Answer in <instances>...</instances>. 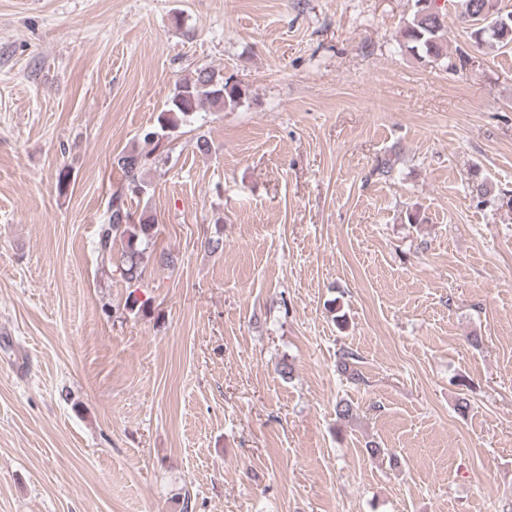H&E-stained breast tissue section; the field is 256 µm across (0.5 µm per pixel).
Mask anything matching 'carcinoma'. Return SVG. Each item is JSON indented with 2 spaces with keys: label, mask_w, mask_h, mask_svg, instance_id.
<instances>
[{
  "label": "carcinoma",
  "mask_w": 512,
  "mask_h": 512,
  "mask_svg": "<svg viewBox=\"0 0 512 512\" xmlns=\"http://www.w3.org/2000/svg\"><path fill=\"white\" fill-rule=\"evenodd\" d=\"M434 0H414V10L403 29V47L411 55L423 59L447 61L448 69L456 64L448 60L447 46L442 39L445 16L435 10ZM463 22L474 26L472 37L481 44L493 41L502 47L512 46V12L502 13L496 0H462ZM247 99V89L234 77L210 66H202L179 79L166 109L157 117V124L141 131L131 147L114 157L113 165L122 175L121 190L113 193L106 221L99 225L96 249L104 260H111L116 245H121L117 270L127 282L137 283L154 262L174 267L177 258L165 251L155 252L157 222L152 216L134 218L127 197L141 196L148 183L145 175L155 163L154 154L164 151L181 125L192 122L201 105L207 103L218 111L233 110Z\"/></svg>",
  "instance_id": "obj_1"
}]
</instances>
